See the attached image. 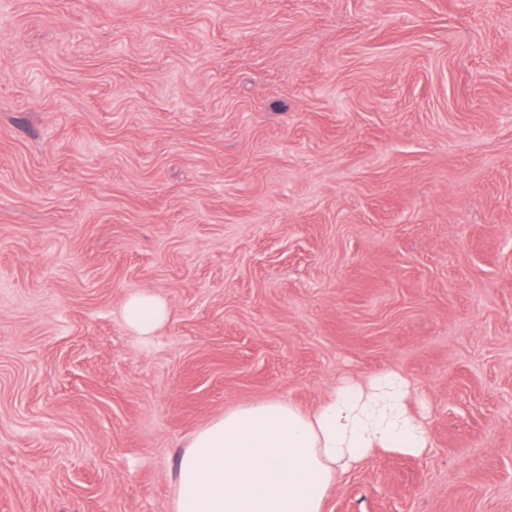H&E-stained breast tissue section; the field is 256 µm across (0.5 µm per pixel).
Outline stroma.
Listing matches in <instances>:
<instances>
[{
    "label": "stroma",
    "instance_id": "35a3bbf8",
    "mask_svg": "<svg viewBox=\"0 0 512 512\" xmlns=\"http://www.w3.org/2000/svg\"><path fill=\"white\" fill-rule=\"evenodd\" d=\"M383 371L430 446L324 512H512V0H0V512ZM168 316L166 302L151 293H137L128 298L124 317L128 326L139 336H152Z\"/></svg>",
    "mask_w": 512,
    "mask_h": 512
}]
</instances>
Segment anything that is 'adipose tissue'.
Returning a JSON list of instances; mask_svg holds the SVG:
<instances>
[{"label": "adipose tissue", "mask_w": 512, "mask_h": 512, "mask_svg": "<svg viewBox=\"0 0 512 512\" xmlns=\"http://www.w3.org/2000/svg\"><path fill=\"white\" fill-rule=\"evenodd\" d=\"M167 316L166 302L151 293L124 306L128 326L143 337ZM410 394L404 377L385 372L338 386L311 412L276 398L230 409L185 440L174 512H323L337 478L376 452L426 450Z\"/></svg>", "instance_id": "obj_1"}]
</instances>
